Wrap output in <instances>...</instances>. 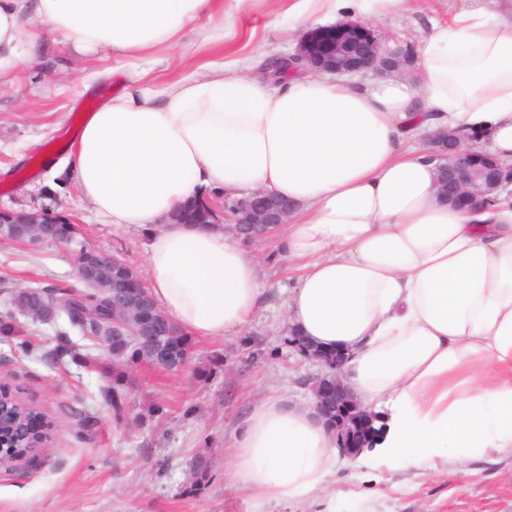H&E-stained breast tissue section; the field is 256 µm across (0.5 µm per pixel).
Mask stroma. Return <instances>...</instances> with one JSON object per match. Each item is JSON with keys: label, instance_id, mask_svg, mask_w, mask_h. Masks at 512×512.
Returning a JSON list of instances; mask_svg holds the SVG:
<instances>
[{"label": "stroma", "instance_id": "obj_1", "mask_svg": "<svg viewBox=\"0 0 512 512\" xmlns=\"http://www.w3.org/2000/svg\"><path fill=\"white\" fill-rule=\"evenodd\" d=\"M289 4L224 0L223 47L160 51L158 72L178 76L258 50L272 57L293 53L298 39L284 21ZM464 6V0H409L405 10L378 17L375 28L413 45L431 20ZM115 64L108 53L74 59L68 46L45 33L35 63L0 86V208L54 210L79 227L68 244L0 242V312L19 289H82L75 254L83 246L146 274L147 232L109 223L65 169L68 147L98 101L84 79ZM282 318L273 306L249 335L189 338L187 361L174 372L125 357L124 397L115 409L104 395L111 361L93 368L80 354L53 364L61 336L81 341L66 317L34 324L17 315L37 350L24 356L18 337L0 335V381L20 386L57 429L39 465L0 469V512H248L225 473L228 436L269 390L307 398L301 380L319 370L288 346ZM200 457L208 469L198 476L192 464ZM336 488L335 512H361L364 495L374 512H512V458L469 459L441 476L422 464L373 472L345 462Z\"/></svg>", "mask_w": 512, "mask_h": 512}]
</instances>
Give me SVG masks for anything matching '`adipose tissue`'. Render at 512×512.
<instances>
[{"instance_id": "ef3b65f1", "label": "adipose tissue", "mask_w": 512, "mask_h": 512, "mask_svg": "<svg viewBox=\"0 0 512 512\" xmlns=\"http://www.w3.org/2000/svg\"><path fill=\"white\" fill-rule=\"evenodd\" d=\"M406 2L294 0L288 15L367 23ZM35 20L74 56L109 52L130 70L85 119L69 171L96 212L148 232L149 289L172 323L244 336L280 298L286 333L345 353L343 381L365 408L391 404L373 465L512 457V190L490 208L440 203L427 144L450 127L512 158V18L477 6L431 22L413 82L276 81L257 53L158 87L156 50L189 31L223 44L222 0H0V83L34 62ZM213 190L291 202L275 243L291 285L264 287L234 225L170 223ZM339 454L314 404L274 391L233 430L228 472L250 512H305L334 500Z\"/></svg>"}]
</instances>
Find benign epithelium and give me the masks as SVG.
<instances>
[{"label":"benign epithelium","mask_w":512,"mask_h":512,"mask_svg":"<svg viewBox=\"0 0 512 512\" xmlns=\"http://www.w3.org/2000/svg\"><path fill=\"white\" fill-rule=\"evenodd\" d=\"M295 71L311 69L336 76H355L372 72L379 76L404 74L413 64L410 46L393 50L378 31L358 22H342L318 26L308 31L297 43L294 53L285 57ZM468 137L454 129H441L428 140L431 156L437 161V196L442 201L467 208H484L495 201L496 193L512 183V162H507L486 151L465 147ZM291 206L263 191L224 201V214L235 217V224L247 228V237L258 239L288 222ZM175 224H221L218 210L207 202L188 204L171 216ZM44 211H16L0 208V240L13 237L4 231L11 224H47ZM136 287V280L111 277L104 281L103 292L112 305L126 308L128 291ZM151 316L137 310V324H123L112 328L114 336H147L151 330ZM288 343L307 360L318 362L322 370L302 380L315 397L316 407L336 434L341 451L352 458L365 448L373 447L378 434L374 422L376 413L364 408L350 393L341 378L346 361L340 352L326 353L305 343L298 336Z\"/></svg>","instance_id":"7a95c632"}]
</instances>
